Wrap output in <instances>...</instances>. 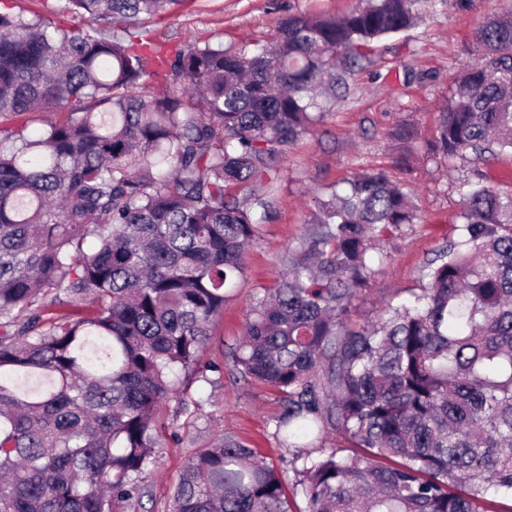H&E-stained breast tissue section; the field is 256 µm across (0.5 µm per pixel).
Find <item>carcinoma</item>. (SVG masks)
<instances>
[{
    "mask_svg": "<svg viewBox=\"0 0 512 512\" xmlns=\"http://www.w3.org/2000/svg\"><path fill=\"white\" fill-rule=\"evenodd\" d=\"M62 2L81 23L0 9V512H115L140 495L177 375L220 370L199 352L258 235V189L325 116L322 92L413 25L417 0L289 14L252 50L169 52L148 25L186 0ZM477 41L435 159L512 153V16ZM50 111L66 117L36 137L13 123ZM394 139L408 172L411 136ZM487 181L468 184L460 239L420 292L362 326L347 316L377 243L421 216L384 169L319 202L231 355L281 394L285 450L309 438L318 455L294 453L288 472L218 438L171 512H292L289 487L305 512H498L512 497V180Z\"/></svg>",
    "mask_w": 512,
    "mask_h": 512,
    "instance_id": "1",
    "label": "carcinoma"
}]
</instances>
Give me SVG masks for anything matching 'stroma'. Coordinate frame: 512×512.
Listing matches in <instances>:
<instances>
[{"mask_svg": "<svg viewBox=\"0 0 512 512\" xmlns=\"http://www.w3.org/2000/svg\"><path fill=\"white\" fill-rule=\"evenodd\" d=\"M359 0H186L180 11L155 25L158 41L186 44L200 36L230 47L253 48L269 41L290 13L341 15ZM512 10V0H418L410 28L371 45L368 62L349 76L327 105L323 122L304 135L275 165L263 196L270 212L247 250L244 272L232 298L211 324L201 351L223 373L208 381L182 382V396L164 402L156 414L159 445L142 476L141 498L121 512H170L172 486L188 460L224 435L280 463L286 452L277 436L280 394L239 379L229 351L238 343L251 301L284 272L288 252L304 237L306 219L332 187L362 168L391 169L393 134L413 131L415 154L408 175L421 215L402 225L383 245L386 261L351 303L350 321L374 322L382 310L419 291L426 263L459 236L461 192L475 172L490 181L512 177V156L488 163L464 154L452 162L429 160L423 152L434 139L441 112L455 89L458 71L477 55L478 28Z\"/></svg>", "mask_w": 512, "mask_h": 512, "instance_id": "1", "label": "stroma"}]
</instances>
